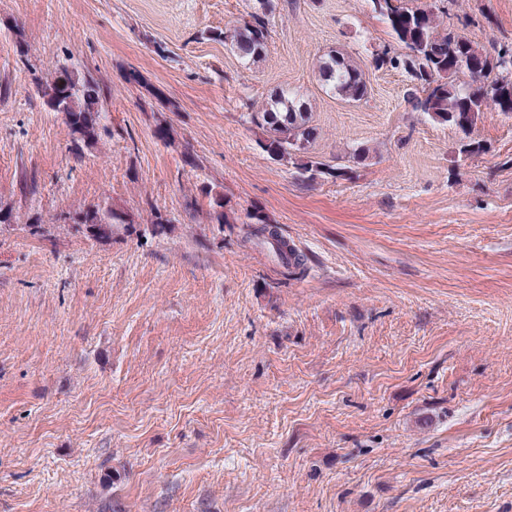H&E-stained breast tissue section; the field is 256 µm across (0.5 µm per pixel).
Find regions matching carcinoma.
Segmentation results:
<instances>
[{
  "label": "carcinoma",
  "instance_id": "obj_1",
  "mask_svg": "<svg viewBox=\"0 0 512 512\" xmlns=\"http://www.w3.org/2000/svg\"><path fill=\"white\" fill-rule=\"evenodd\" d=\"M370 5L385 19L393 38L409 50L403 57L384 51L377 56V64L401 68L417 83L407 93L409 103L432 121L452 126L462 134L459 155L481 152L482 144L472 138L480 112L493 107L512 118V50H501L494 57L488 55L467 37L442 27L434 10L418 0H370ZM224 36L231 38L245 64L258 63L267 47V16L254 13L244 25L224 30ZM317 71L322 86L347 101H360L368 94L362 70L341 53L331 51L318 56ZM461 74L469 78L463 85L458 83ZM36 88L44 98L52 89H58L62 99L49 109L62 114L77 139L91 142L107 132L106 113L100 105L103 88L95 79L80 78L64 68L37 82ZM249 109L250 122L265 134L261 147L271 158L291 161L308 153L317 130L303 96L283 90L272 102L259 108L251 105ZM64 218L96 239L112 237L113 225L124 223L120 215L106 212L98 204L72 215L66 213ZM245 223L254 225L251 235L269 244L285 266L303 267L296 249L265 215L248 211Z\"/></svg>",
  "mask_w": 512,
  "mask_h": 512
}]
</instances>
